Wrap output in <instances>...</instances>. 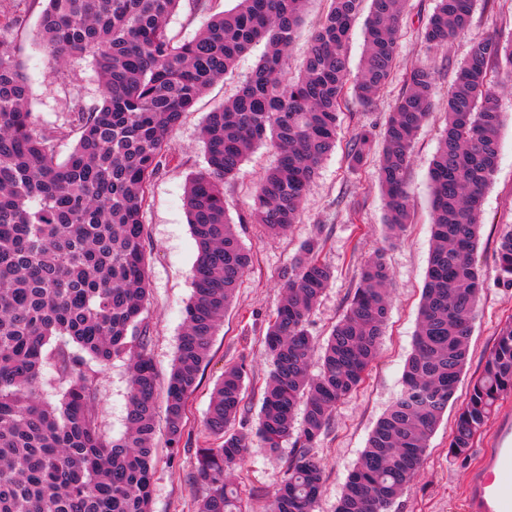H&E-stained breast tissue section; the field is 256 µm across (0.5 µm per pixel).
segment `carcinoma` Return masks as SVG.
<instances>
[{
	"mask_svg": "<svg viewBox=\"0 0 512 512\" xmlns=\"http://www.w3.org/2000/svg\"><path fill=\"white\" fill-rule=\"evenodd\" d=\"M366 1L364 54L354 75L347 44ZM180 2L47 0L39 22L44 51L57 62L92 56L101 81L97 103L72 105L81 135L63 161L55 136L33 121L31 87L9 48L18 21H0V512H152L157 379L142 318L149 295L142 215L151 182L172 157L168 134L239 57L266 43L235 96L208 113L201 130L206 167L185 190L198 254L166 390V445L174 456L212 337L251 263L227 216L224 181L256 144L270 141L277 159L257 184L250 222L271 234L297 223L336 146L347 95L368 103L389 83L406 0H330L292 77L285 56L306 0H237L182 42L168 30ZM472 6L437 0L424 29L427 47L445 46L466 29ZM511 80L512 35L496 28L471 44L455 71L429 169L432 249L403 389L372 429L336 512H389L454 403L484 287L476 254L483 195L499 157L498 90ZM433 82V69L410 70L383 126L377 179L391 238L411 223L406 175L416 136L437 109ZM375 144L371 132L356 133L350 167L364 166ZM320 247L316 239L305 242L282 274L284 299L264 336L272 368L255 435L230 431L244 411L243 367H225L214 388L204 426L221 444L196 449L206 486L198 512H244L231 476L254 436L271 452L295 436L271 512H313L321 495L313 450L378 354L391 280L378 251L363 266L313 376L307 321L334 278ZM497 259L499 278L512 285V231L500 238ZM53 336L68 337L76 349H47ZM116 360L130 372L126 431L118 439L101 431L96 414L100 369ZM48 365L67 384L58 406L41 399ZM511 394L510 316L459 410L448 448L455 461L468 462Z\"/></svg>",
	"mask_w": 512,
	"mask_h": 512,
	"instance_id": "cac0c4a2",
	"label": "carcinoma"
}]
</instances>
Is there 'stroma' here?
Here are the masks:
<instances>
[{
	"instance_id": "35a3bbf8",
	"label": "stroma",
	"mask_w": 512,
	"mask_h": 512,
	"mask_svg": "<svg viewBox=\"0 0 512 512\" xmlns=\"http://www.w3.org/2000/svg\"><path fill=\"white\" fill-rule=\"evenodd\" d=\"M236 0H206L197 9L195 0H182L169 18L168 30L176 40L196 35L212 16L232 9ZM45 0H0V17L18 15L22 25L12 36L24 75L31 86V110L38 128L57 132L58 158H66L79 134L70 124L73 98L92 104L99 98V81L90 57L69 59L58 65L42 50L39 20ZM436 0H409L402 19L398 45L399 66L391 82L371 103L348 99L340 116L335 150L325 159L305 198L300 219L281 235L271 236L257 224L247 223L253 206L254 185L276 161L275 149L257 145L244 161L239 175L224 185L228 217L242 247L253 256V266L244 277L224 314L211 344L210 356L200 384L188 403L182 448L170 456L165 445L155 449L153 512H197L206 493L196 476L195 451L212 443L204 416L215 383L229 364H244L246 370L245 412L235 423L237 430L255 429L261 406V388L271 366L263 337L268 321L282 296V272L288 268L304 241L320 236L321 260L335 279L311 313L307 328L316 342H323L332 325L345 312L363 264L376 251H383L389 269L393 299L379 352L360 390L338 405L314 450L323 468V492L314 512H335L340 489L366 446L369 434L388 405L400 392L405 362L411 352L421 293L431 250L430 162L443 129L442 106L448 100L455 66L470 43L498 27L512 31V8H495L492 0H474L471 22L447 46L426 48L425 25ZM265 51L257 43L243 54L235 67L207 89L192 112L171 132L172 158L151 183L143 213L144 241L149 260L150 295L144 313L149 327V353L159 387L170 377L177 341L183 329L184 308L192 295L191 271L197 256L183 196L189 179L205 166L201 128L208 112L231 97L251 75ZM430 67L435 71L433 95L439 106L420 130L407 176V192L413 222L399 239L387 240L383 226L384 200L375 179L374 164L351 168L347 150L353 134L361 128L380 130L395 101L404 90L407 69ZM502 112L499 159L493 180L483 199L484 222L477 250L484 292L473 323L466 375L432 435L423 465L404 488L389 512H466L465 501L471 474L481 456L472 453L467 465L448 455V441L458 417L459 405L469 398L470 376L483 366L501 321L512 316V288L498 277L496 245L512 230V83L499 90ZM96 402L98 421L110 437L125 431L128 404V369L114 361L100 372ZM292 442H283L278 452L251 448L235 476L237 492L248 512H268L273 491L283 476Z\"/></svg>"
}]
</instances>
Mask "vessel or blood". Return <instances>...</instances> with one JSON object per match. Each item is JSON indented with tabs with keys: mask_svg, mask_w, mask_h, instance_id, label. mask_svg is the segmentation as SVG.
Masks as SVG:
<instances>
[{
	"mask_svg": "<svg viewBox=\"0 0 512 512\" xmlns=\"http://www.w3.org/2000/svg\"><path fill=\"white\" fill-rule=\"evenodd\" d=\"M469 512H512V448H491L468 489Z\"/></svg>",
	"mask_w": 512,
	"mask_h": 512,
	"instance_id": "1",
	"label": "vessel or blood"
}]
</instances>
